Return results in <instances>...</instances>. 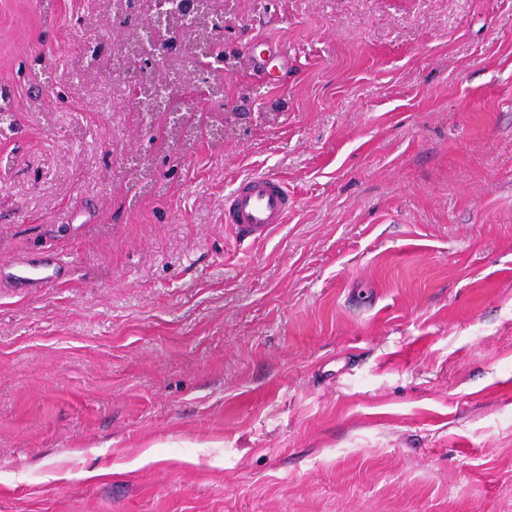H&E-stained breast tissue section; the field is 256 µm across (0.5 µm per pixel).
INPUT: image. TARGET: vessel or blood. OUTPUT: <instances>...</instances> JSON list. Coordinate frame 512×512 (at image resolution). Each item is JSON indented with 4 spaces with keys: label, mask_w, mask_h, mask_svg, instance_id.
I'll return each mask as SVG.
<instances>
[{
    "label": "vessel or blood",
    "mask_w": 512,
    "mask_h": 512,
    "mask_svg": "<svg viewBox=\"0 0 512 512\" xmlns=\"http://www.w3.org/2000/svg\"><path fill=\"white\" fill-rule=\"evenodd\" d=\"M295 199L284 181L270 172L241 178L224 198V221L239 240L265 238L277 225L286 223ZM65 263L58 257L35 258L21 254L0 262V286L43 288L63 281Z\"/></svg>",
    "instance_id": "obj_1"
}]
</instances>
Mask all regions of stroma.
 I'll return each instance as SVG.
<instances>
[{
	"instance_id": "stroma-1",
	"label": "stroma",
	"mask_w": 512,
	"mask_h": 512,
	"mask_svg": "<svg viewBox=\"0 0 512 512\" xmlns=\"http://www.w3.org/2000/svg\"><path fill=\"white\" fill-rule=\"evenodd\" d=\"M124 31L0 0V261L70 270L0 288V512H512V0H230L177 161L79 61ZM253 172L296 208L242 243ZM295 199L284 181L270 172H255L241 178L224 197V222L242 242L265 238L285 224ZM65 273L66 265L58 257L36 259L21 254L0 262V286L7 284L11 288H45L64 282Z\"/></svg>"
}]
</instances>
